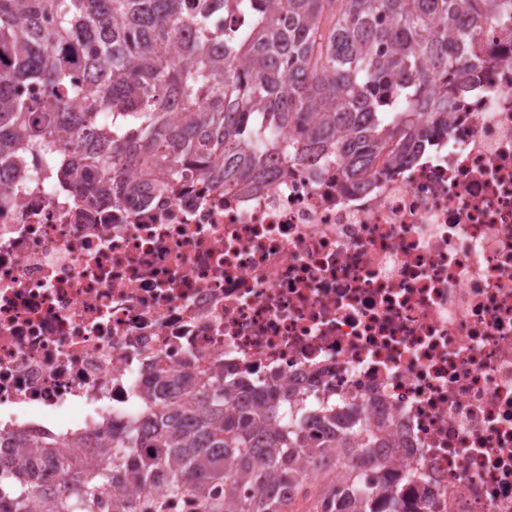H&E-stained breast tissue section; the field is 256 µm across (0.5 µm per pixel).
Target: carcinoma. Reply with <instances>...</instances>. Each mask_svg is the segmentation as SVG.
<instances>
[{
	"label": "carcinoma",
	"instance_id": "obj_1",
	"mask_svg": "<svg viewBox=\"0 0 512 512\" xmlns=\"http://www.w3.org/2000/svg\"><path fill=\"white\" fill-rule=\"evenodd\" d=\"M228 13L244 19L235 31ZM484 27L512 30V0H0V163L37 154L62 186L85 179L98 207L130 168L171 189L186 163L226 186L331 151L350 181L385 153L407 166L448 134L453 91L478 84L469 61ZM24 83L44 85L47 103L19 99ZM61 133L75 149L65 166L53 162ZM173 377L155 369L147 406L112 432L97 469L82 464L98 447L85 437L0 460V479L18 477L0 512L38 500L46 512H288L303 456L345 468L340 449L386 447L382 430L357 422L338 436L336 413L318 412L313 448L295 395L270 385L252 398L246 382L199 371L186 404L168 393ZM47 465L61 485L39 481ZM318 512L379 510L372 490L328 487Z\"/></svg>",
	"mask_w": 512,
	"mask_h": 512
}]
</instances>
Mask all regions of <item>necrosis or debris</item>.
Returning a JSON list of instances; mask_svg holds the SVG:
<instances>
[{"label":"necrosis or debris","instance_id":"obj_1","mask_svg":"<svg viewBox=\"0 0 512 512\" xmlns=\"http://www.w3.org/2000/svg\"><path fill=\"white\" fill-rule=\"evenodd\" d=\"M447 137L351 186L329 156L257 187L185 166L111 206L0 169V436L103 435L150 367L246 372L391 445L408 512H512V33Z\"/></svg>","mask_w":512,"mask_h":512}]
</instances>
